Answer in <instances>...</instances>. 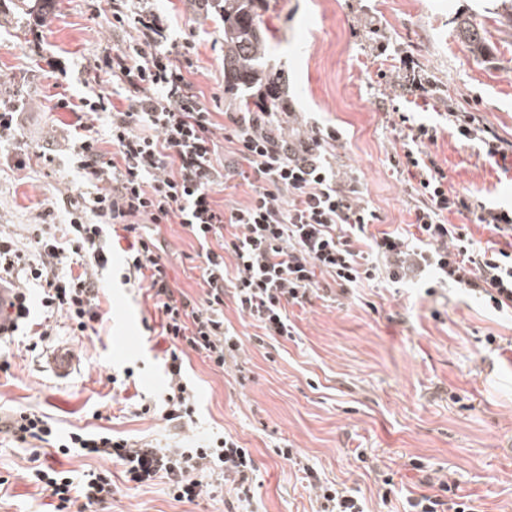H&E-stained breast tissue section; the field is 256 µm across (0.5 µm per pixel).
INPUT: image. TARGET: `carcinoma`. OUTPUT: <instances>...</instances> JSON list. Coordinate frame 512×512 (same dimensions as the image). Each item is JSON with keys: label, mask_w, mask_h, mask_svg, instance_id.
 Masks as SVG:
<instances>
[{"label": "carcinoma", "mask_w": 512, "mask_h": 512, "mask_svg": "<svg viewBox=\"0 0 512 512\" xmlns=\"http://www.w3.org/2000/svg\"><path fill=\"white\" fill-rule=\"evenodd\" d=\"M262 0H224L219 19L224 28V88L238 93V111L272 113L282 120L286 111L279 77L268 69L267 43L274 30L260 13ZM461 36L474 49L485 43L484 22L464 21Z\"/></svg>", "instance_id": "carcinoma-1"}]
</instances>
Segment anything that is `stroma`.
I'll return each mask as SVG.
<instances>
[{"label":"stroma","mask_w":512,"mask_h":512,"mask_svg":"<svg viewBox=\"0 0 512 512\" xmlns=\"http://www.w3.org/2000/svg\"><path fill=\"white\" fill-rule=\"evenodd\" d=\"M148 7L169 21V38L194 33L190 80L206 105L233 111L221 23L195 0H150ZM265 7L276 30L268 50L288 83L289 109L341 131L329 159L357 178L376 211L371 233L412 220L406 176L389 161L404 128L398 114L411 109L400 87L406 58L431 84L424 121L445 123L456 100L506 152L486 159L478 144L443 130L429 150L449 186L512 205V26L499 22L493 0H266ZM484 10L486 42L476 51L458 21ZM128 38L112 27L110 12L93 17L90 0H56L40 17L0 0V100L20 105L16 140L0 142V225L19 248L27 246L28 225L66 224L63 195L87 184L65 151L74 117L53 108L54 95L87 96L88 70ZM18 142L32 153L50 151L51 166H15ZM160 238L171 283L201 296L196 240L178 224L161 225ZM101 287L96 334L74 335L58 314L36 351L23 336L0 341L11 363L0 371V416L44 414L62 436L104 427L174 443L173 425L137 411V396L155 399L164 389V347L142 325L155 315L152 302L108 272ZM287 312L295 336L260 345L251 320L225 301L224 316L244 342L237 365L218 370L195 352L187 365L199 394V431L233 434L256 462L253 512H318L305 466L358 497L365 512H406L408 499L438 494L442 480L455 484L473 512H512V316L452 286L430 294L412 284L356 287L340 301L315 298ZM60 349L76 354L64 379L48 364ZM127 367L134 385L114 390L113 370ZM286 444L295 461L278 455ZM30 456L0 440V512H50L48 492L26 476ZM206 482L192 503L174 501L159 481L120 488L87 512H224L232 491L221 474Z\"/></svg>","instance_id":"1"}]
</instances>
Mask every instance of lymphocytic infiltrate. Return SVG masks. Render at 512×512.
Wrapping results in <instances>:
<instances>
[{"label": "lymphocytic infiltrate", "mask_w": 512, "mask_h": 512, "mask_svg": "<svg viewBox=\"0 0 512 512\" xmlns=\"http://www.w3.org/2000/svg\"><path fill=\"white\" fill-rule=\"evenodd\" d=\"M110 11L113 27L133 31L123 47L103 57L114 93L56 102L75 116L68 149L90 188L67 195L64 237L31 225L28 239L38 264L26 263L11 234L0 229V282L25 272L41 288L37 302L47 312L65 314L73 331L85 335L103 320L98 274L112 261L104 230L122 232L121 281L145 289L159 318L145 330L167 343L163 393L143 403L141 414L161 415L181 429L195 425L198 392L185 372L189 352L204 354L223 370L242 349L224 319L228 296L269 339L294 335L288 306L309 302L325 277L347 289L372 281L407 283L430 272L495 311L512 313V250L482 247L466 225L448 221L449 214H469L475 223L512 234V209L472 203L470 192L449 187L427 149L437 139L436 127L408 125L400 152L391 156L407 174L412 231L371 234L375 210L327 157V145L339 139L335 129L315 126L288 138L263 112H230L226 124L218 125L188 79L194 41L167 42V27L151 10L132 14L111 0ZM99 112L108 117V153L86 120ZM220 134L236 142L238 151L219 168L214 158ZM236 179L250 187V200L217 208L215 187ZM147 222L179 223L197 241L202 297L172 286L160 246L143 232ZM0 433L30 449L27 477L55 498L54 512H72L81 501L90 506L111 500L119 486L112 480L114 463L128 488L164 478L178 502H195L204 476L217 469L238 505L250 506L254 497L255 461L229 433L197 436L185 446L133 440L108 428L60 439L46 416L33 412L1 421ZM39 442L56 443L64 455L77 451L100 458L106 466L74 480L41 462Z\"/></svg>", "instance_id": "f902f5d3"}]
</instances>
